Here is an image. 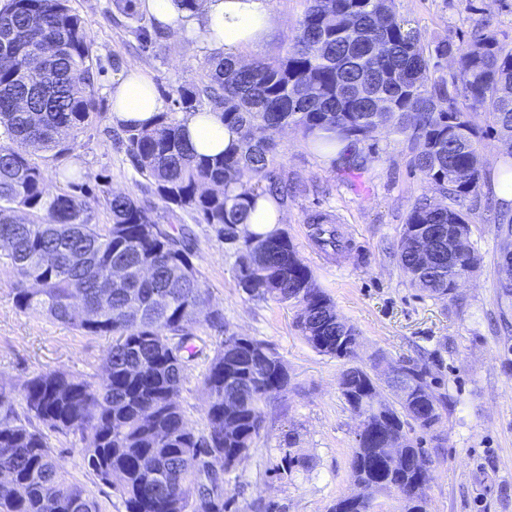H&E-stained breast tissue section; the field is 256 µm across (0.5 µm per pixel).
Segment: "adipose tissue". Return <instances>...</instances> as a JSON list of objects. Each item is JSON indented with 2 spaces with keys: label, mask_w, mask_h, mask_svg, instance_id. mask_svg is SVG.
<instances>
[{
  "label": "adipose tissue",
  "mask_w": 512,
  "mask_h": 512,
  "mask_svg": "<svg viewBox=\"0 0 512 512\" xmlns=\"http://www.w3.org/2000/svg\"><path fill=\"white\" fill-rule=\"evenodd\" d=\"M141 9L183 41H194L201 33L212 50L232 56L268 40L278 25L270 0H199L193 9L180 0H141ZM111 104L113 124L124 127L150 125L165 109L152 82L133 67L113 77ZM180 121L187 140L201 154H219L234 138L220 112H186Z\"/></svg>",
  "instance_id": "adipose-tissue-1"
}]
</instances>
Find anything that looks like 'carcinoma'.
Here are the masks:
<instances>
[{"label": "carcinoma", "instance_id": "1", "mask_svg": "<svg viewBox=\"0 0 512 512\" xmlns=\"http://www.w3.org/2000/svg\"><path fill=\"white\" fill-rule=\"evenodd\" d=\"M305 2L285 54L244 64L213 52L202 62L198 83L170 94L182 112L224 113V124L236 134L227 150L196 153L180 120L166 111L148 128L124 129L126 155L166 210L208 225L233 251L234 279L248 298L289 304L313 349L351 359L358 341L354 327L336 313L286 232L241 229L251 202L234 188L248 185L282 204L293 198L274 139L284 127L300 132L316 150L340 146L335 167L349 174L364 169L374 153L372 133L391 126L414 145V168L448 200L413 204L396 261L412 287L457 300L451 294L455 277L479 262L464 201L478 196L489 179L480 162V117L497 134L508 164L504 175L512 174V44L498 38L484 15L473 20L468 39L450 37L431 48L396 13L394 0ZM0 34L10 36L0 48V261L12 274L13 302L29 316L112 337L100 376L54 370L35 375L18 391L0 384V473L9 476L0 490V512H101L91 493L67 477L49 432L76 437L84 466L98 480L121 477L126 512H227L223 484L230 468L203 466L254 447L264 406L288 386L284 366L265 343L224 326V313L211 306L193 262L186 225L168 230L154 207L109 191V222L94 224L84 187L49 191L45 169L33 155L43 151L61 162L96 118L94 82L101 66L71 0H7ZM48 54L57 61V91L40 97L32 93L44 82L37 59ZM448 57L456 68L434 78L439 59ZM308 223L319 245L338 250L336 228L325 215L314 213ZM494 223L507 240L502 267L512 259V217L499 213ZM439 224L457 225L460 241L430 263L410 240L429 237ZM85 259L98 263V276L85 272ZM114 266L130 276L109 288L104 307V276ZM144 267L151 270L146 277L139 274ZM203 325L224 338L203 378L207 430L198 434L185 421L180 392L195 357L191 341ZM380 365L342 372V395L351 409L377 391ZM401 367L407 375L396 404L378 402L369 424L403 437L404 464L392 466L382 440H359L350 462L359 492L336 499L330 512H383L381 496L397 502L395 512H427L421 490L431 479L432 460L407 428L433 430L444 401L426 367L411 359ZM228 384L240 399L232 413L221 401Z\"/></svg>", "mask_w": 512, "mask_h": 512}]
</instances>
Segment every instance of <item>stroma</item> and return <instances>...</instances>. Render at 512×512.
Masks as SVG:
<instances>
[{
    "label": "stroma",
    "mask_w": 512,
    "mask_h": 512,
    "mask_svg": "<svg viewBox=\"0 0 512 512\" xmlns=\"http://www.w3.org/2000/svg\"><path fill=\"white\" fill-rule=\"evenodd\" d=\"M72 5L86 20L104 68L94 88L99 116L78 135L72 152L86 168L82 181L96 193L120 191L157 204L150 183L135 173L115 142L112 62L138 68L164 98L199 79L210 50L202 42L186 46L169 33L156 51L144 53L134 34L137 20L117 12L113 0H72ZM271 5L280 27L265 43L240 49L243 61L284 54L305 0H271ZM395 7L430 45L467 36L480 14L512 41V0H395ZM275 140L280 168L299 189L285 208L281 229L337 314L356 329L358 345L351 361L318 353L296 328L294 308L243 295L234 279V255L209 227L191 224L195 262L212 305L223 310L231 332L268 344L288 374L286 392L264 408L254 447L225 476L224 494L234 500L230 512H329L337 498L354 492L349 471L359 419L339 380L348 364L364 367L377 357L392 365L408 359L424 364L446 403L436 430L411 432L433 459L428 512H512V332L494 325L501 310L503 249L495 225L473 222L480 264L462 281L457 301L430 296L411 287L394 257L415 201L442 200L431 180L413 170L407 137L378 128L374 157L353 174L335 172L294 129L280 131ZM314 212L335 223L343 242L338 252L323 251L312 239L307 217ZM11 281L0 265V383L18 386L59 369L80 378L101 375L111 337L83 335L70 325L21 313ZM219 342L214 331L199 330L193 341L197 355L180 393L187 423L198 433L207 425L202 380ZM48 441L70 479L85 486L103 512H126L120 494L84 467L75 437L52 433ZM287 452L307 460V467L284 474L279 465Z\"/></svg>",
    "instance_id": "stroma-1"
}]
</instances>
